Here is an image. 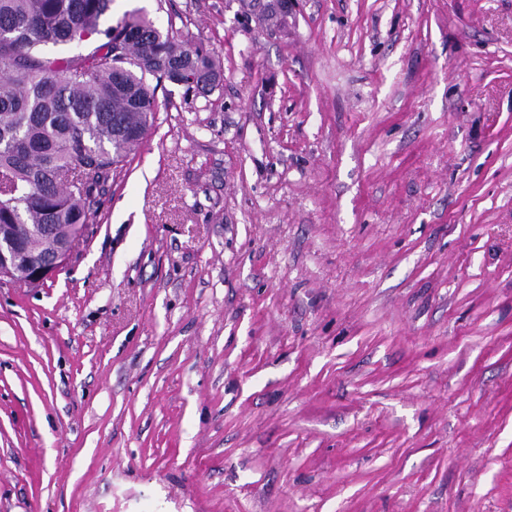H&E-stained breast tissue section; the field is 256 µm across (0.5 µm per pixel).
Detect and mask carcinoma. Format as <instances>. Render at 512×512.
<instances>
[{
	"label": "carcinoma",
	"mask_w": 512,
	"mask_h": 512,
	"mask_svg": "<svg viewBox=\"0 0 512 512\" xmlns=\"http://www.w3.org/2000/svg\"><path fill=\"white\" fill-rule=\"evenodd\" d=\"M112 0H0V225L37 259L63 250L77 225L153 126L150 73L186 91H212L220 68L140 11L101 27ZM91 52L41 46L90 38ZM50 224L48 232L39 231Z\"/></svg>",
	"instance_id": "obj_1"
}]
</instances>
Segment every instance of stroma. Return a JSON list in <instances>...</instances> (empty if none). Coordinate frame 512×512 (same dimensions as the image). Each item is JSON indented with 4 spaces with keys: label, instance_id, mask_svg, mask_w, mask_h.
<instances>
[{
    "label": "stroma",
    "instance_id": "obj_1",
    "mask_svg": "<svg viewBox=\"0 0 512 512\" xmlns=\"http://www.w3.org/2000/svg\"><path fill=\"white\" fill-rule=\"evenodd\" d=\"M114 0L204 46L39 287L0 512H512V0Z\"/></svg>",
    "mask_w": 512,
    "mask_h": 512
}]
</instances>
